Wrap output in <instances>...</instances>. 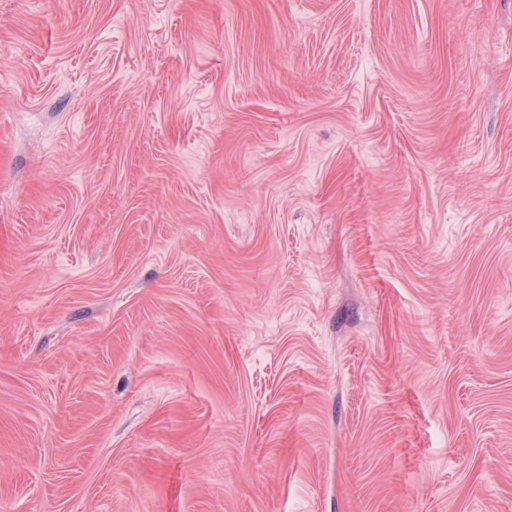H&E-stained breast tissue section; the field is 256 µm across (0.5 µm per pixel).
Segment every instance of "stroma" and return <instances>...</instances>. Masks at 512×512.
I'll use <instances>...</instances> for the list:
<instances>
[{
	"label": "stroma",
	"instance_id": "1",
	"mask_svg": "<svg viewBox=\"0 0 512 512\" xmlns=\"http://www.w3.org/2000/svg\"><path fill=\"white\" fill-rule=\"evenodd\" d=\"M0 512H512V0H0Z\"/></svg>",
	"mask_w": 512,
	"mask_h": 512
}]
</instances>
